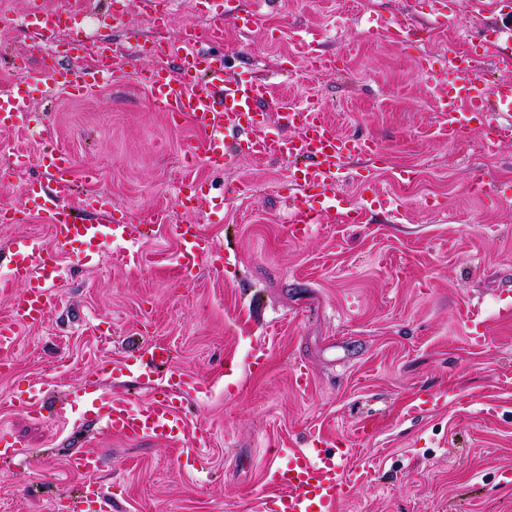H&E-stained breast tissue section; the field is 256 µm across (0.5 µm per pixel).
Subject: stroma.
<instances>
[{"mask_svg":"<svg viewBox=\"0 0 512 512\" xmlns=\"http://www.w3.org/2000/svg\"><path fill=\"white\" fill-rule=\"evenodd\" d=\"M24 2L0 0L9 13L0 20V90L25 82L32 110L49 113L73 160L71 204L110 193L133 242L62 255L58 307L46 326L20 331L14 366L0 372V431L28 457L0 462V512H53L83 482L69 464L85 449L103 458L96 479L113 493L111 512H253L274 492L264 449L305 447L319 429L353 436L352 461L371 473L337 512H512V317L497 314L512 302V141L493 155L476 131L448 143L439 90L417 69L422 55L447 66L449 43L498 36V12L457 0L437 28L431 0H263L253 29L225 27L211 50L271 84L268 115L284 100L315 101L339 133L375 138L384 151L379 161L350 160L343 203L296 241L288 206L300 191L288 161L232 156L224 169L207 167L188 153L201 133L186 119L172 125L130 69L80 98L25 77ZM124 11L125 25L88 28V40L124 49L207 22L194 0H176L161 30L137 0ZM374 12L410 21L411 42L369 39L363 27ZM305 28L317 34L315 49L336 55L335 70L283 72ZM41 143L35 129L0 132V205L23 208L26 181L50 182L34 160ZM19 150L26 168L4 169ZM402 167L412 181L395 180ZM477 173L496 195L468 191ZM187 176L209 188L207 213L176 206L173 187ZM158 212L165 220L156 224ZM178 224L199 225L220 247L187 278L176 261ZM31 239L51 242L41 216L0 223V253ZM470 308L489 322L479 347L461 320ZM150 341L176 358L138 383L122 361ZM258 353L260 370L250 365ZM299 366L310 373L304 390L293 379ZM181 373L204 386L184 398L187 434L208 437L200 459L180 442L102 433L79 390L95 377L102 392L143 403ZM34 384L46 404H65L66 419L19 412ZM437 391L463 398L409 414L410 402Z\"/></svg>","mask_w":512,"mask_h":512,"instance_id":"35a3bbf8","label":"stroma"}]
</instances>
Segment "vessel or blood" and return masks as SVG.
Returning a JSON list of instances; mask_svg holds the SVG:
<instances>
[{
    "mask_svg": "<svg viewBox=\"0 0 512 512\" xmlns=\"http://www.w3.org/2000/svg\"><path fill=\"white\" fill-rule=\"evenodd\" d=\"M250 7L247 0H227V6L211 12L209 23L187 30L180 41L155 44L158 64L142 71L141 76L160 107L174 118H190L205 133L197 152L213 168L223 167L229 155L260 157L275 154L287 160L301 161L291 179L302 188L321 189L326 205L316 208L309 197L289 208L288 222L294 238H304L311 227L323 223L328 212L341 205L339 180L347 162L356 157L380 158L379 143L368 138H350L337 132L324 112L317 107L280 104L276 119L280 134L269 135L259 118V106L270 95L268 82L258 76L244 77L225 69L222 58L203 52L206 44L224 40V25L246 22ZM70 12L46 8L42 0H28L22 24L34 33L39 55L40 76L54 89L72 97H82L117 71V58L111 45L98 48V57L89 66L66 67L57 61L53 48L63 25L74 23ZM367 31L373 39H388L403 44L409 41L412 27L377 14L368 19ZM495 59L500 67H512V46L489 41L471 44L468 51L450 49L449 65L435 68L429 58L418 60L420 72L446 92L437 101V110L445 126L448 142H456L465 132L483 128V148L495 152L499 144L512 137V79L488 82L481 65ZM32 113L28 96L21 86L0 93V131L30 123ZM246 131L245 139L225 146L224 131ZM42 149L38 164L51 176L52 190L37 183H27L24 196L33 211L41 214L52 231V248L31 243L27 254L16 255L10 275L0 281V289L14 290L9 321L0 322V368L8 367L17 353V328L45 324L57 305L55 282L60 276L58 258L82 244L100 245L102 239L124 240L131 226L118 218L112 198L104 192L83 197L80 208L69 201L72 192L71 160L52 141L49 122H42ZM178 206L188 213L203 212L208 195L196 181L182 179L176 188ZM181 243L180 269L192 274L200 262L215 257L214 241L201 233L198 225L177 227ZM171 359L169 348L152 345L144 353L127 357L128 372L150 378L157 367ZM200 382L179 376L170 391L139 404L119 396L100 394L99 383L85 381L91 412L102 423L104 432L127 439H149L160 443L184 437L180 411L185 395L198 391ZM306 448L271 449L274 457L286 456L285 465L269 469V481L277 488L274 498H261L257 512H336L347 499L363 468L351 465L352 451L342 441L318 432L309 435ZM103 465L101 456L85 451L70 460L71 468L86 475L81 493L66 499V512H88L92 504L108 506L112 495L91 476Z\"/></svg>",
    "mask_w": 512,
    "mask_h": 512,
    "instance_id": "obj_1",
    "label": "vessel or blood"
}]
</instances>
